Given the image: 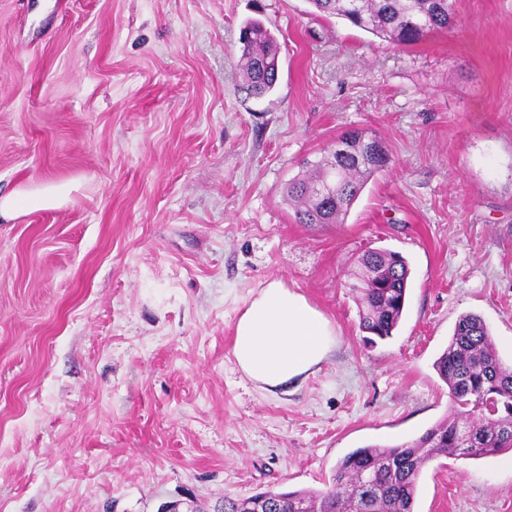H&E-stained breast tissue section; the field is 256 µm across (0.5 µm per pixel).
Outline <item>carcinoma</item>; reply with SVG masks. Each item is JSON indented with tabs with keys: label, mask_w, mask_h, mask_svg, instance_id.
I'll use <instances>...</instances> for the list:
<instances>
[{
	"label": "carcinoma",
	"mask_w": 512,
	"mask_h": 512,
	"mask_svg": "<svg viewBox=\"0 0 512 512\" xmlns=\"http://www.w3.org/2000/svg\"><path fill=\"white\" fill-rule=\"evenodd\" d=\"M323 16H336L390 42L410 46L433 31L452 29L450 0H307ZM243 62L240 90L260 98L279 79V46L259 20L245 23L239 37ZM349 130L336 145L320 150L316 161L291 180L288 200L298 203L299 224L344 221L368 180L389 167L383 142ZM360 273L350 286L359 305V327L366 340L393 336L403 316L411 274L398 252L372 250L359 258ZM434 368L448 386L450 413L417 439L398 446L357 448L337 464L323 490L268 489L252 496L224 498L221 512H414L418 483L426 464L444 455L480 459L512 450V366L500 359L494 340L478 316L455 324L448 347Z\"/></svg>",
	"instance_id": "obj_1"
}]
</instances>
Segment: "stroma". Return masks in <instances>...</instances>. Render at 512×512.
Returning a JSON list of instances; mask_svg holds the SVG:
<instances>
[{
	"label": "stroma",
	"mask_w": 512,
	"mask_h": 512,
	"mask_svg": "<svg viewBox=\"0 0 512 512\" xmlns=\"http://www.w3.org/2000/svg\"><path fill=\"white\" fill-rule=\"evenodd\" d=\"M455 26L401 46L307 0H0V512H219L323 489L344 455L449 413L433 368L460 316L512 364V0H453ZM280 46L246 97L239 35ZM391 166L341 224H299L285 190L349 129ZM410 278L368 345L349 285L371 249ZM336 326L306 379L269 393L232 355L267 282ZM416 512H512L500 456L441 457ZM65 193V187L49 185L37 194H18L2 199L0 202V210H14L17 205L20 206L22 203L39 208L55 206L62 201Z\"/></svg>",
	"instance_id": "1"
}]
</instances>
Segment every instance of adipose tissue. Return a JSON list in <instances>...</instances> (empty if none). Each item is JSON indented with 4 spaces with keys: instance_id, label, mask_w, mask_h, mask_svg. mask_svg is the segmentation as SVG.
<instances>
[{
    "instance_id": "ef3b65f1",
    "label": "adipose tissue",
    "mask_w": 512,
    "mask_h": 512,
    "mask_svg": "<svg viewBox=\"0 0 512 512\" xmlns=\"http://www.w3.org/2000/svg\"><path fill=\"white\" fill-rule=\"evenodd\" d=\"M233 336L239 370L274 391L320 367L336 343V327L302 293L274 280L246 303Z\"/></svg>"
}]
</instances>
